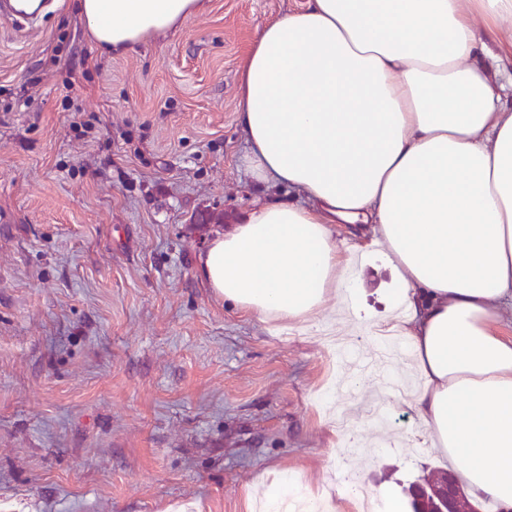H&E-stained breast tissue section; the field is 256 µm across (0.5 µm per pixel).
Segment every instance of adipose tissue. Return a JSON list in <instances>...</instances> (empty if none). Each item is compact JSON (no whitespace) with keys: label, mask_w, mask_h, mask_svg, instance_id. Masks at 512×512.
I'll return each instance as SVG.
<instances>
[{"label":"adipose tissue","mask_w":512,"mask_h":512,"mask_svg":"<svg viewBox=\"0 0 512 512\" xmlns=\"http://www.w3.org/2000/svg\"><path fill=\"white\" fill-rule=\"evenodd\" d=\"M204 0H79L100 51ZM257 199L198 256L203 284L279 333L336 319L380 256L406 400L474 500L512 512V0H308L258 29L239 74Z\"/></svg>","instance_id":"adipose-tissue-1"}]
</instances>
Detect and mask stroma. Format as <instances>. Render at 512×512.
I'll return each mask as SVG.
<instances>
[{
  "label": "stroma",
  "instance_id": "1",
  "mask_svg": "<svg viewBox=\"0 0 512 512\" xmlns=\"http://www.w3.org/2000/svg\"><path fill=\"white\" fill-rule=\"evenodd\" d=\"M307 0H205L100 54L77 0L0 14V512H248L256 485L376 495L448 470L414 413L338 355L373 330L278 334L204 288L197 256L263 196L238 168V76L257 30ZM356 300L381 318L389 270Z\"/></svg>",
  "mask_w": 512,
  "mask_h": 512
}]
</instances>
